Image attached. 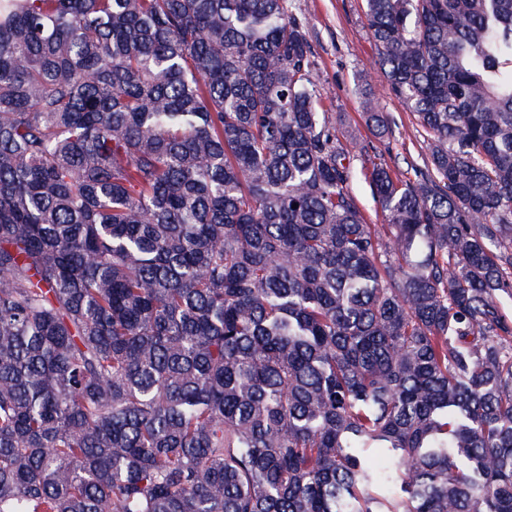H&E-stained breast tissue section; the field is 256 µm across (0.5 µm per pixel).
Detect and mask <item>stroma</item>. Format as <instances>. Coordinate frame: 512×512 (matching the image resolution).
Listing matches in <instances>:
<instances>
[{
    "label": "stroma",
    "instance_id": "35a3bbf8",
    "mask_svg": "<svg viewBox=\"0 0 512 512\" xmlns=\"http://www.w3.org/2000/svg\"><path fill=\"white\" fill-rule=\"evenodd\" d=\"M290 11L305 27L312 46L320 86V106L332 114L341 134L372 138L361 112L372 99L391 123L392 133L373 140L376 157L351 161L355 176L350 190L367 223L383 224L385 217L374 201L367 174L374 158L400 179L411 177V164L428 154L424 130L404 102L379 77L377 51L364 14V0H290Z\"/></svg>",
    "mask_w": 512,
    "mask_h": 512
}]
</instances>
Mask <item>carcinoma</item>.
Segmentation results:
<instances>
[{
	"instance_id": "obj_1",
	"label": "carcinoma",
	"mask_w": 512,
	"mask_h": 512,
	"mask_svg": "<svg viewBox=\"0 0 512 512\" xmlns=\"http://www.w3.org/2000/svg\"><path fill=\"white\" fill-rule=\"evenodd\" d=\"M365 16L380 225L288 0H0V512H512V0Z\"/></svg>"
}]
</instances>
